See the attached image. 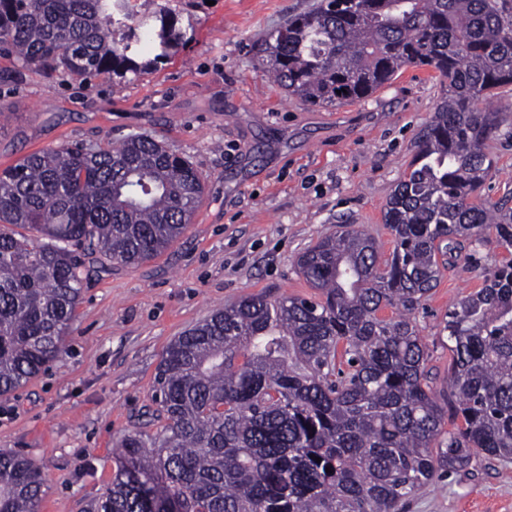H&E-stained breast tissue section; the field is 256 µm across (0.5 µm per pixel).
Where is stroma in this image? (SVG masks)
<instances>
[{"label": "stroma", "mask_w": 512, "mask_h": 512, "mask_svg": "<svg viewBox=\"0 0 512 512\" xmlns=\"http://www.w3.org/2000/svg\"><path fill=\"white\" fill-rule=\"evenodd\" d=\"M313 2L136 0L141 11L170 8L186 33L139 78H50L0 59V169L44 148L145 132L207 184L192 224L161 256L135 268L91 259L67 353L0 403V449L43 465L40 512H87L106 493L120 465L112 444L155 410V375L175 337L249 294L314 297L295 259L337 225H359L390 257L385 205L443 83L409 67L363 100L310 106L288 96L251 46ZM489 104L502 134L481 196L495 201L512 191V85ZM505 255L486 233L476 254L461 251L442 269L417 317L437 397L450 358L441 321ZM408 512H512V460L442 473Z\"/></svg>", "instance_id": "stroma-1"}]
</instances>
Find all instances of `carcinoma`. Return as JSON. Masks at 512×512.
I'll return each mask as SVG.
<instances>
[{
    "label": "carcinoma",
    "mask_w": 512,
    "mask_h": 512,
    "mask_svg": "<svg viewBox=\"0 0 512 512\" xmlns=\"http://www.w3.org/2000/svg\"><path fill=\"white\" fill-rule=\"evenodd\" d=\"M184 37L164 6L0 0V56L48 74L141 76ZM255 57L310 105L364 99L408 66L441 78L385 206L391 257L379 266L376 240L344 224L296 258L318 298L251 294L176 337L157 371L162 426L113 443L120 466L89 512H405L440 470L512 459V258L445 314L442 401L417 323L460 242L492 229L512 249L508 200L479 194L502 123L487 101L512 85V0H319ZM205 192L192 161L139 133L0 170L1 400L65 352L83 257L139 266L184 234ZM43 484L42 464L0 451V512H39Z\"/></svg>",
    "instance_id": "cac0c4a2"
}]
</instances>
